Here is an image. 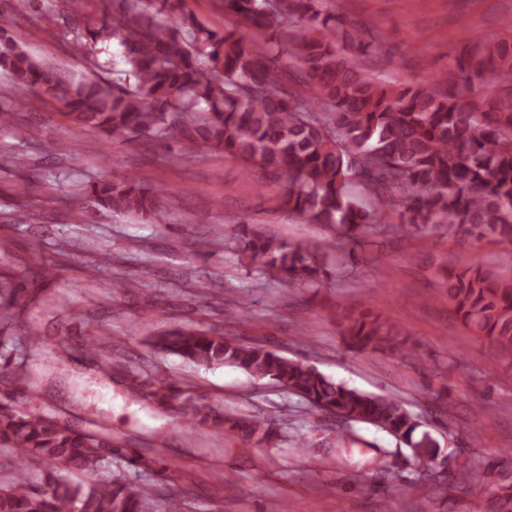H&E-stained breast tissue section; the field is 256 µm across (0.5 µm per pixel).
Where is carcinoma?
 Listing matches in <instances>:
<instances>
[{"instance_id": "carcinoma-1", "label": "carcinoma", "mask_w": 512, "mask_h": 512, "mask_svg": "<svg viewBox=\"0 0 512 512\" xmlns=\"http://www.w3.org/2000/svg\"><path fill=\"white\" fill-rule=\"evenodd\" d=\"M222 3L247 22L248 34L202 25L183 0H95L90 11L87 0H22L53 20V39L82 25L71 49L93 69L91 45L117 38L133 84L49 73L8 39L0 43V68L10 74L16 104L36 92L59 105L72 124L106 140L172 137L183 151L224 152L246 176L254 169L282 176L278 209L301 223L334 227L352 243L370 230L396 235L415 229L426 236L444 229L512 245L511 17L500 40L473 38L467 55L448 62L431 82L388 83L362 68L359 56L370 44L359 33L337 37L336 17L322 14L321 0ZM285 60L300 68L303 90L279 84ZM487 74L503 92L481 91L477 82ZM88 195L113 214L161 219L158 188L115 178L92 185ZM238 244L271 279L321 288L330 277L327 252L316 246L265 236L246 224ZM439 278L455 314L511 363L512 279L477 261L447 268ZM0 282L6 284L0 289L2 347L18 321L10 306L36 296L41 283L2 273ZM336 320L359 350L392 349L401 336L366 303L336 305ZM152 346L198 366L231 365L274 380L316 411L402 439L417 459L439 452L396 399L350 388L265 345L174 328ZM144 387L161 402L182 392L155 382ZM198 416L212 420L217 431L228 422L250 434L258 429L245 420L202 416L196 407L192 417ZM110 442L108 433L78 429L53 411L0 409V446L12 449L15 459L9 480L0 483V512H146L149 497L162 490L164 468L138 488L63 480L40 492L29 483L28 471L44 462L85 474L127 453L107 447ZM451 483L482 486V512H512L511 462L466 458Z\"/></svg>"}]
</instances>
